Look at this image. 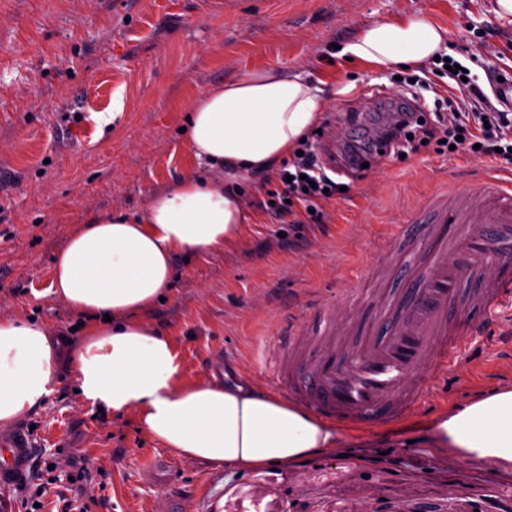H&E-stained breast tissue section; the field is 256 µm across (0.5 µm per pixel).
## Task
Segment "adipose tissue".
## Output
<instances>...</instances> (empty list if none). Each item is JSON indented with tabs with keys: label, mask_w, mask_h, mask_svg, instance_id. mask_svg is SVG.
<instances>
[{
	"label": "adipose tissue",
	"mask_w": 512,
	"mask_h": 512,
	"mask_svg": "<svg viewBox=\"0 0 512 512\" xmlns=\"http://www.w3.org/2000/svg\"><path fill=\"white\" fill-rule=\"evenodd\" d=\"M448 50V31L423 18L382 20L341 56L374 66H421ZM327 104L301 74L247 70L189 107L187 145L215 173L154 193L142 216L104 215L80 225L53 258L52 293L92 318L89 340L58 350L40 324L0 319V427L23 418L53 390L68 363L81 399L134 410L163 447L236 471L284 466L335 447L341 433L263 389L184 384L167 336L138 321L170 288L179 252L208 253L239 241L249 213L218 169L264 173L292 154ZM439 454L512 469V388L478 397L433 423Z\"/></svg>",
	"instance_id": "1"
}]
</instances>
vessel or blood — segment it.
<instances>
[{
    "label": "vessel or blood",
    "instance_id": "b4317fda",
    "mask_svg": "<svg viewBox=\"0 0 512 512\" xmlns=\"http://www.w3.org/2000/svg\"><path fill=\"white\" fill-rule=\"evenodd\" d=\"M373 280L364 329L323 311L317 328H288L273 362L294 402L356 428L408 419L466 354L465 337L512 304V185L488 175L437 195ZM33 453L26 428L0 434V486L20 481Z\"/></svg>",
    "mask_w": 512,
    "mask_h": 512
}]
</instances>
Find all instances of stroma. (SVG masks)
<instances>
[{"mask_svg":"<svg viewBox=\"0 0 512 512\" xmlns=\"http://www.w3.org/2000/svg\"><path fill=\"white\" fill-rule=\"evenodd\" d=\"M422 15L447 28L449 57L486 94L488 70L512 80V23L492 0H0V318L39 322L79 345L78 316L49 291L52 259L79 225L140 215L154 193L208 174L181 132L203 91L260 67L322 83L328 103L313 143L324 149L356 107L410 75L336 57V46L375 22ZM490 173L512 179V163L419 145L370 166L349 197L324 202L320 224L263 210L281 188L275 173L240 177L252 216L241 240L176 254L165 301L142 319L172 341L183 382L276 392L281 328L315 324L324 309L359 310L349 278L385 257L442 184ZM468 346V359L406 421L347 427L337 448L246 473L162 447L135 411L91 409L60 368L52 394L21 420L38 461L58 465L42 512H56L69 475L82 470L93 485L87 512H359L370 489L382 512L512 505V470L490 475L431 444L439 414L512 386V305Z\"/></svg>","mask_w":512,"mask_h":512,"instance_id":"stroma-1","label":"stroma"}]
</instances>
